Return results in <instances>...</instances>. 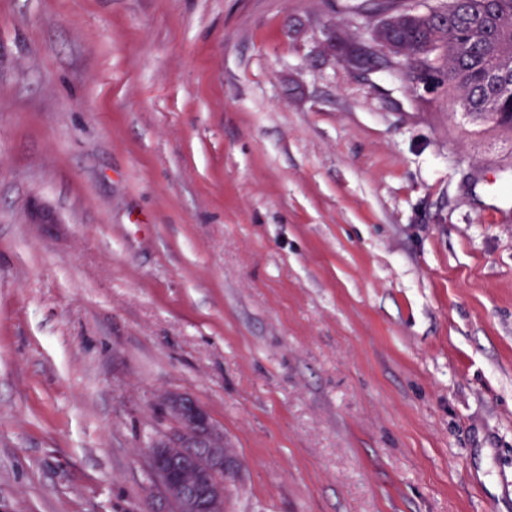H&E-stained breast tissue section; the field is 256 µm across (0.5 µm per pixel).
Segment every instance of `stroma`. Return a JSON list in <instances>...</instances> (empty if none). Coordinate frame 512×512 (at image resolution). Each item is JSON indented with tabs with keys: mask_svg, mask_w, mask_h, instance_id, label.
<instances>
[{
	"mask_svg": "<svg viewBox=\"0 0 512 512\" xmlns=\"http://www.w3.org/2000/svg\"><path fill=\"white\" fill-rule=\"evenodd\" d=\"M343 3L0 0L11 512H159L171 392L224 512H512V134ZM329 49L334 56H336L337 53L343 61L359 70L367 68L370 63L374 62V58L366 48L341 39H336L334 35L329 42Z\"/></svg>",
	"mask_w": 512,
	"mask_h": 512,
	"instance_id": "35a3bbf8",
	"label": "stroma"
}]
</instances>
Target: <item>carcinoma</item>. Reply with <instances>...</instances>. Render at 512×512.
Segmentation results:
<instances>
[{"label":"carcinoma","mask_w":512,"mask_h":512,"mask_svg":"<svg viewBox=\"0 0 512 512\" xmlns=\"http://www.w3.org/2000/svg\"><path fill=\"white\" fill-rule=\"evenodd\" d=\"M394 12L374 37L404 58L412 79L425 57L429 69L446 76L461 112L474 124L512 130V0H438L418 13L400 0H370Z\"/></svg>","instance_id":"carcinoma-1"}]
</instances>
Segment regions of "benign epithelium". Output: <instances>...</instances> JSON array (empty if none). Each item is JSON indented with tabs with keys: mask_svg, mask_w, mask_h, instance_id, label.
Listing matches in <instances>:
<instances>
[{
	"mask_svg": "<svg viewBox=\"0 0 512 512\" xmlns=\"http://www.w3.org/2000/svg\"><path fill=\"white\" fill-rule=\"evenodd\" d=\"M329 49L362 70L373 62L359 45L331 38ZM171 429L153 437L147 465L159 489L165 512H224V474L231 461L224 456V434L206 410L176 393L163 398Z\"/></svg>",
	"mask_w": 512,
	"mask_h": 512,
	"instance_id": "7a95c632",
	"label": "benign epithelium"
}]
</instances>
